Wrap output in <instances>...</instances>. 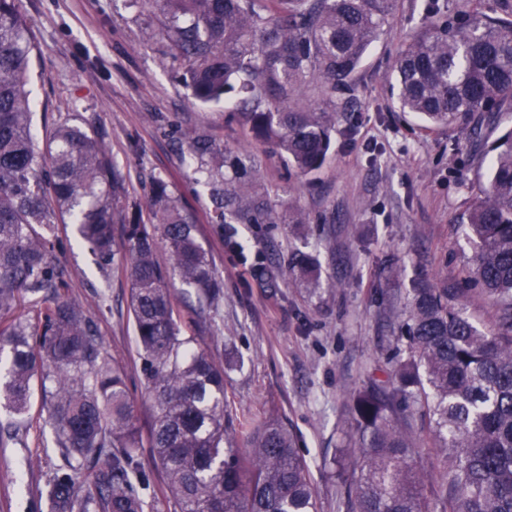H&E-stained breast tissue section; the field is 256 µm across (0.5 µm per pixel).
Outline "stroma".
Returning <instances> with one entry per match:
<instances>
[{
    "label": "stroma",
    "instance_id": "obj_1",
    "mask_svg": "<svg viewBox=\"0 0 512 512\" xmlns=\"http://www.w3.org/2000/svg\"><path fill=\"white\" fill-rule=\"evenodd\" d=\"M41 54L30 72L32 132L46 145L57 123L102 135L122 171L127 203L145 204L167 180L198 219L200 240L224 283L217 308L191 305L201 342L224 367L232 417L283 416L310 465L317 512H339L344 486L332 459L357 446L354 392L385 378L416 280L464 288L474 249L462 219L481 196L487 164L467 125L424 127L400 111L391 86L401 47L432 14L465 13L468 0H396L337 108L323 166L304 175L263 141L247 137L225 105L195 103L165 62L159 16L137 0H22ZM227 153L255 158V185L279 212L304 224L237 225L228 247L211 220L209 192L189 159L187 132ZM54 254L67 297L83 303L105 353L126 374L141 432L151 401L141 383L130 282L122 265L102 281L73 225L56 227ZM318 257L320 285L297 277L293 257ZM40 396L17 438L0 446V512H43L40 491L53 452Z\"/></svg>",
    "mask_w": 512,
    "mask_h": 512
}]
</instances>
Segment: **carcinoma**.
Returning <instances> with one entry per match:
<instances>
[{"instance_id":"carcinoma-1","label":"carcinoma","mask_w":512,"mask_h":512,"mask_svg":"<svg viewBox=\"0 0 512 512\" xmlns=\"http://www.w3.org/2000/svg\"><path fill=\"white\" fill-rule=\"evenodd\" d=\"M163 15L167 58L203 104L233 98L249 134L271 144L302 173L318 170L332 144L336 94L395 9V0H142ZM457 18L434 21L396 60V98L435 126L459 120L480 135L512 110V12L486 0ZM41 54L21 0H0V441L14 438L35 390L61 464L42 498L45 512H146L150 478L125 378L104 352L83 305L62 297L54 226H75L109 277L123 225L129 312L143 385L152 402L149 444L177 512H317L305 457L288 422L264 413L236 423L228 413L224 366L186 322L172 280L216 306L220 276L193 214L162 179L148 219L116 209L120 171L82 126L59 124L45 151L33 144L27 89ZM191 159L208 188L214 221L234 243L237 224H303L281 216L254 190L249 155L226 156L203 136ZM483 196L466 215L475 249L472 280L493 298L497 326L478 327L456 288L418 283L408 300L405 343L391 378L370 379L355 396L357 474L344 512H431L430 481L417 466L408 428L415 409L438 442L440 512H512V129L490 145ZM234 172L225 177L224 169ZM165 243L170 263L155 258ZM308 283L320 263L301 255Z\"/></svg>"}]
</instances>
